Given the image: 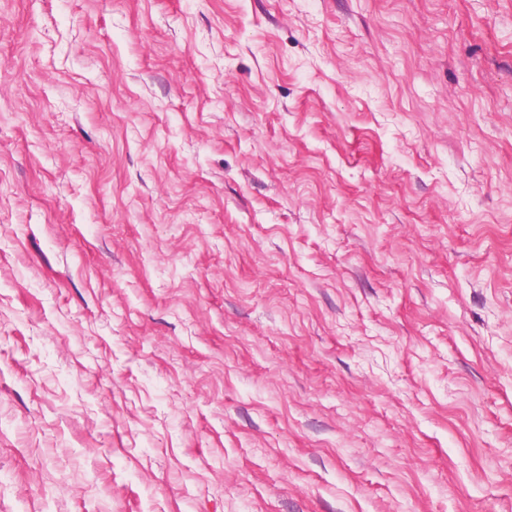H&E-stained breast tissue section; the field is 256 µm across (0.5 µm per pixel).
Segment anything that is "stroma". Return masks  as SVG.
<instances>
[{
  "label": "stroma",
  "instance_id": "1",
  "mask_svg": "<svg viewBox=\"0 0 512 512\" xmlns=\"http://www.w3.org/2000/svg\"><path fill=\"white\" fill-rule=\"evenodd\" d=\"M0 512H512V0H0Z\"/></svg>",
  "mask_w": 512,
  "mask_h": 512
}]
</instances>
